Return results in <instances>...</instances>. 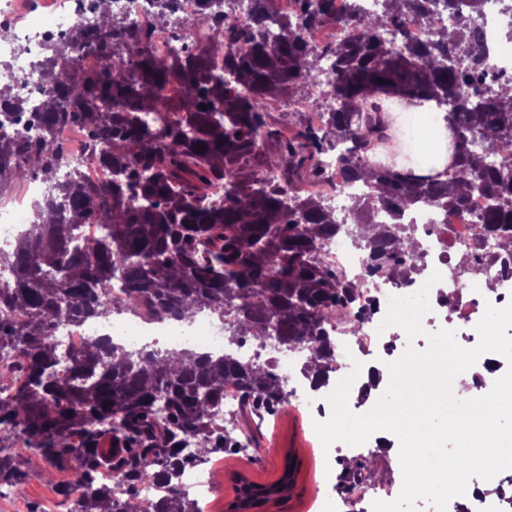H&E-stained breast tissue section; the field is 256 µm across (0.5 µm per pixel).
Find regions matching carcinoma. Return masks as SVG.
I'll use <instances>...</instances> for the list:
<instances>
[{"label": "carcinoma", "instance_id": "obj_1", "mask_svg": "<svg viewBox=\"0 0 512 512\" xmlns=\"http://www.w3.org/2000/svg\"><path fill=\"white\" fill-rule=\"evenodd\" d=\"M113 0H91L93 24L78 23L68 35L46 46L43 80L49 95L29 111L15 94L26 76L10 72L0 81V195L33 178L49 192L35 204L28 229L12 250L0 248V270L12 286L0 288V315L17 308L25 323L0 318V349L17 351L25 361L26 382L0 397V489L15 488L27 476V460L13 451L28 448L69 479L59 483L69 500L67 512H137L136 488L156 482L171 487L167 512H202L172 487L187 465H199L218 452L245 450L214 417L224 405V381L244 393L236 425L272 413L291 393L272 372V361L242 362L225 354L201 357L190 351H129L121 344H90L60 368L52 340L61 320L147 308L158 318L191 319L208 311L224 318L238 312L226 331L231 344L266 339L310 346L302 367L319 386L336 371L335 348L321 328V307L345 306L354 285L319 261L324 241L340 228L330 204L302 195V185L323 174L322 158L336 156V167L367 185L348 207L354 237L369 249V274L381 271L399 284L421 271L411 258L419 246L401 214L424 204L460 209L469 195L486 201L478 223L512 242V79L490 89L489 97L469 100L463 86L485 76L478 31L465 22L466 38L447 32L427 34L414 44L407 28H428L430 9L456 6V0H382L367 15L354 5L344 42L320 48L301 32L334 19V0H302L301 13L272 39L260 22L231 25L239 0H223L212 12L182 21L189 29L210 26L212 44L227 49L224 74L210 71L205 55L178 63L151 52L150 34L132 28L112 9ZM87 50L105 61L99 72L76 68L75 53ZM332 61L323 122L295 124L271 117L272 101L305 91L318 62ZM179 83L183 98L171 101L167 88ZM396 98L416 108L451 105L444 120L454 148L443 173L423 165L397 168L375 164L371 154L388 139L383 102ZM205 108H200V105ZM75 128L87 151L107 166L112 182H84L61 174L57 132ZM203 150H198V145ZM500 158L499 166L487 162ZM280 172V180L258 176L259 163ZM225 197L209 196L215 179ZM388 210L391 222L372 220ZM99 224L102 236L82 245L78 229ZM493 262L474 264L463 256L455 275L488 278ZM125 296L110 299L112 280ZM195 452L184 453L186 440ZM109 465L127 494L96 482ZM298 463L286 461L273 484L237 480L228 512H254L268 502L287 501L295 488Z\"/></svg>", "mask_w": 512, "mask_h": 512}]
</instances>
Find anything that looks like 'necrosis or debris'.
<instances>
[{"instance_id": "4bbe7bcc", "label": "necrosis or debris", "mask_w": 512, "mask_h": 512, "mask_svg": "<svg viewBox=\"0 0 512 512\" xmlns=\"http://www.w3.org/2000/svg\"><path fill=\"white\" fill-rule=\"evenodd\" d=\"M380 2L335 0V20L308 29L306 41L316 46L343 42L349 35L345 19L352 5L360 4L363 12L370 14L379 10ZM112 8L128 23L149 29L151 48L156 55L171 61L204 49L208 52L212 70L223 72L224 53L211 48L207 26L184 31L176 27L177 22L200 14L201 0H175L174 12L165 22L153 16L147 0H114ZM0 17L12 20L14 28L11 39L0 43V63L26 72L27 83L20 87L19 95L29 106H37L44 99L46 90L41 67L45 45L62 38L79 21L78 0H0ZM504 22L496 0H487L483 11L468 19L469 25L482 34L481 50L489 67L483 80L465 85L464 91L469 96L486 95L494 79L512 77V44L501 38ZM21 43L27 48L22 55L16 52ZM42 195L40 182L33 180L28 183L21 199L11 207L0 209V242H8L29 223L30 206ZM484 207V198L474 194L462 210L443 211L425 205L402 218L403 223L410 225L419 245L425 272L437 271L442 275L441 281L429 292L430 306L435 310L448 309V320L453 325L476 326L487 304L501 307L512 301V271L494 274L492 279L477 284L461 280L453 273L454 259L459 254L468 253L486 261L498 253L496 237L486 233L477 222ZM321 259L324 267L356 285L346 311L333 307L320 310L319 321L324 331L337 349H350L359 362L393 359L394 348L379 326L387 313L390 298L414 295L422 288V281L399 285L385 276L368 275L367 253L354 243L345 229L326 239ZM360 315L365 318L361 325L356 322ZM236 319V314L228 311L220 324L203 313L190 321L160 320L144 308L131 319L106 325L91 320L65 321L56 327L53 335L66 359L80 353L90 342L107 336L139 347L148 337L161 336L175 348L193 345L204 351L220 353L228 349L224 346V334ZM228 350L239 359L248 360L253 357L256 347L246 342Z\"/></svg>"}]
</instances>
